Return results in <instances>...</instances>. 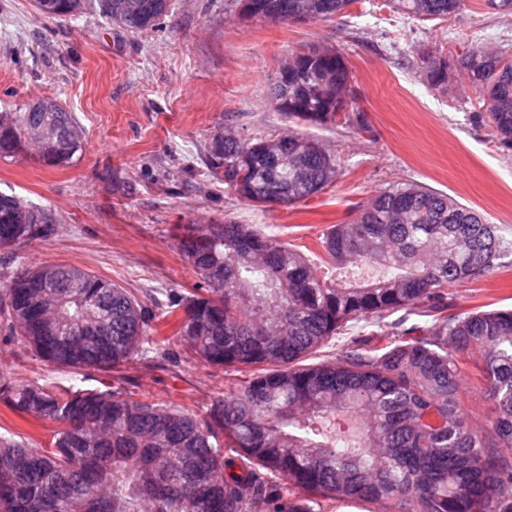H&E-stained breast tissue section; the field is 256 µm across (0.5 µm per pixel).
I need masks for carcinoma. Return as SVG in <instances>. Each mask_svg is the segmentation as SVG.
<instances>
[{"mask_svg": "<svg viewBox=\"0 0 512 512\" xmlns=\"http://www.w3.org/2000/svg\"><path fill=\"white\" fill-rule=\"evenodd\" d=\"M33 0L45 18L91 15L131 33L155 29L170 0ZM276 20L338 19L353 0H257ZM395 12L447 21L465 0H390ZM307 60L288 74L279 111L301 123L364 128L348 112L344 55ZM429 82H448V60L424 59ZM483 101L499 143L512 149V58L488 46L455 61ZM57 136L37 153L48 166L82 150V129L62 106L0 112V159L28 145L31 127ZM209 170L255 206L322 193L339 164L316 138L290 131L212 138ZM53 214L0 194V248L54 238ZM173 235L197 288H171L150 308L127 289L56 264L0 278V325L46 362L109 370L174 339L225 370L224 396L204 415L109 390L57 392L0 384L20 415L58 425L49 448L0 438V512H512V310L448 312V287L489 274L508 251L494 225L423 185L385 190L318 242L322 262L376 277L327 276L280 238L228 217L176 224ZM56 274L57 287L42 288ZM429 317L401 331L390 313ZM376 329L344 336L350 322ZM478 372L494 415L470 409L461 364Z\"/></svg>", "mask_w": 512, "mask_h": 512, "instance_id": "1", "label": "carcinoma"}]
</instances>
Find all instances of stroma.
Returning <instances> with one entry per match:
<instances>
[{
    "mask_svg": "<svg viewBox=\"0 0 512 512\" xmlns=\"http://www.w3.org/2000/svg\"><path fill=\"white\" fill-rule=\"evenodd\" d=\"M159 30L131 35L91 17L47 19L31 0H0V112L36 98L77 118L85 148L71 164L27 151L0 159V192L49 210L58 233L0 248V274L69 264L134 292L143 303L198 277L170 233L175 224L232 217L299 249L355 216L378 192L417 183L454 197L512 240V150L501 147L467 76L432 86L423 59H457L476 44L512 48V14L466 0L448 21H417L388 0H353L335 21L242 20L234 0H170ZM339 49L353 74L364 129L336 123L306 131L337 158L336 182L291 206H253L206 165L214 134L280 136L293 123L270 98L294 50ZM459 309L512 308V254L488 275L449 287ZM141 357L107 373L52 366L0 326V383L111 387L135 400L202 412L223 396L224 370L190 359ZM0 436L50 447V424L0 402Z\"/></svg>",
    "mask_w": 512,
    "mask_h": 512,
    "instance_id": "obj_1",
    "label": "stroma"
}]
</instances>
